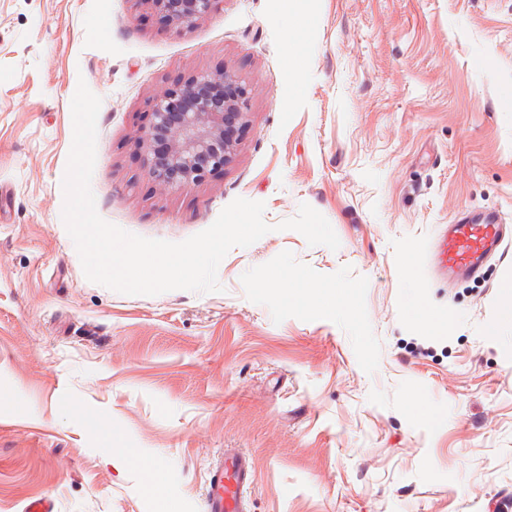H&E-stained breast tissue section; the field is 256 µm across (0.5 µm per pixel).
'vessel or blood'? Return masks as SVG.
Here are the masks:
<instances>
[{
    "label": "vessel or blood",
    "instance_id": "1",
    "mask_svg": "<svg viewBox=\"0 0 512 512\" xmlns=\"http://www.w3.org/2000/svg\"><path fill=\"white\" fill-rule=\"evenodd\" d=\"M502 242V227L493 216L461 211L440 237L438 261L450 274L463 277L499 251ZM252 482L250 457L236 448L225 449L208 474L205 512H247L245 491Z\"/></svg>",
    "mask_w": 512,
    "mask_h": 512
}]
</instances>
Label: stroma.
Masks as SVG:
<instances>
[{
    "label": "stroma",
    "instance_id": "stroma-1",
    "mask_svg": "<svg viewBox=\"0 0 512 512\" xmlns=\"http://www.w3.org/2000/svg\"><path fill=\"white\" fill-rule=\"evenodd\" d=\"M218 0L188 27L135 0H0V512H203L225 448L249 512H493L512 497V243L474 275L430 264L443 224L512 225V0ZM300 59L292 72L289 56ZM251 89L233 162L164 190L137 137L200 71ZM100 97L96 211L180 242L234 199L274 230L219 293L89 281L62 220L79 82ZM338 250L278 230L300 204ZM339 300L310 309L314 289ZM436 316L425 328L413 304ZM164 480L149 486V471Z\"/></svg>",
    "mask_w": 512,
    "mask_h": 512
}]
</instances>
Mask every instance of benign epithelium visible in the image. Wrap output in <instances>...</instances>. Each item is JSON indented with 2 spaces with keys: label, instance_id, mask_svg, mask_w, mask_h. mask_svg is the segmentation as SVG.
<instances>
[{
  "label": "benign epithelium",
  "instance_id": "1",
  "mask_svg": "<svg viewBox=\"0 0 512 512\" xmlns=\"http://www.w3.org/2000/svg\"><path fill=\"white\" fill-rule=\"evenodd\" d=\"M176 26H190L219 0H138ZM249 85L236 75L198 72L151 101V124L139 142L147 152V175L163 189H186L222 171L237 152L247 122Z\"/></svg>",
  "mask_w": 512,
  "mask_h": 512
}]
</instances>
